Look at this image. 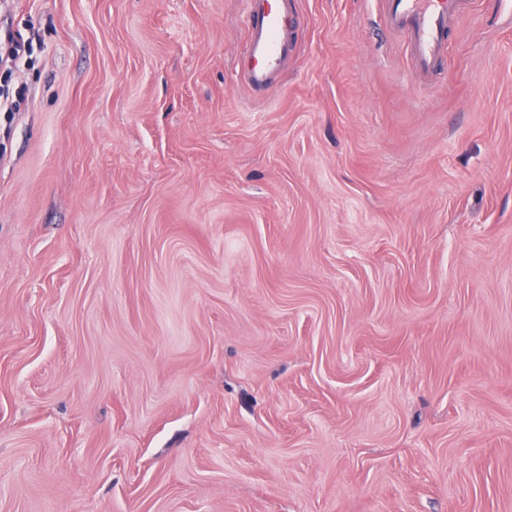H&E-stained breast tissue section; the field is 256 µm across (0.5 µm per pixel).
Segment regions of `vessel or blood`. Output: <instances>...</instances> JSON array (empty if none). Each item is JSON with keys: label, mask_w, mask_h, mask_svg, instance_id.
I'll return each mask as SVG.
<instances>
[{"label": "vessel or blood", "mask_w": 512, "mask_h": 512, "mask_svg": "<svg viewBox=\"0 0 512 512\" xmlns=\"http://www.w3.org/2000/svg\"><path fill=\"white\" fill-rule=\"evenodd\" d=\"M389 28L399 34L410 66L424 77L443 67L448 30L468 0H376ZM246 52L241 77L256 95L279 85L299 26L293 0H245Z\"/></svg>", "instance_id": "vessel-or-blood-1"}]
</instances>
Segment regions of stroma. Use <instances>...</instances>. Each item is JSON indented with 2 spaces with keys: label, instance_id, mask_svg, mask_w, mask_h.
Returning a JSON list of instances; mask_svg holds the SVG:
<instances>
[{
  "label": "stroma",
  "instance_id": "stroma-1",
  "mask_svg": "<svg viewBox=\"0 0 512 512\" xmlns=\"http://www.w3.org/2000/svg\"><path fill=\"white\" fill-rule=\"evenodd\" d=\"M295 2L0 7V512H512V0ZM246 52L241 77L260 95L279 85L299 26L292 0H245ZM389 28L399 34L418 77L443 67L448 29L465 13L468 0H375ZM33 53L32 43L9 24L0 27V68L11 70Z\"/></svg>",
  "mask_w": 512,
  "mask_h": 512
}]
</instances>
